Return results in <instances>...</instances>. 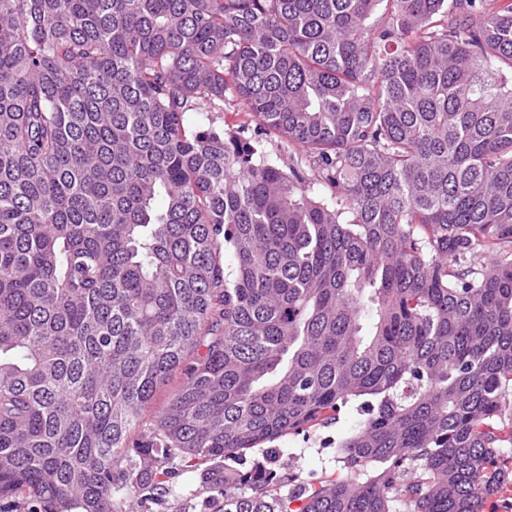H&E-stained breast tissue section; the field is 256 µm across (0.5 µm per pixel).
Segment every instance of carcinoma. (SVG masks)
Here are the masks:
<instances>
[{
    "instance_id": "carcinoma-1",
    "label": "carcinoma",
    "mask_w": 512,
    "mask_h": 512,
    "mask_svg": "<svg viewBox=\"0 0 512 512\" xmlns=\"http://www.w3.org/2000/svg\"><path fill=\"white\" fill-rule=\"evenodd\" d=\"M505 68L512 0H0V499L128 512L202 465L223 512H498ZM355 400L347 473L230 466ZM196 354L189 355L172 374L161 384L153 397L151 405L143 419V424L136 430L133 435L135 442H147L150 440V429L153 427L154 420L167 407L174 393L179 388L185 378V369L194 364Z\"/></svg>"
}]
</instances>
